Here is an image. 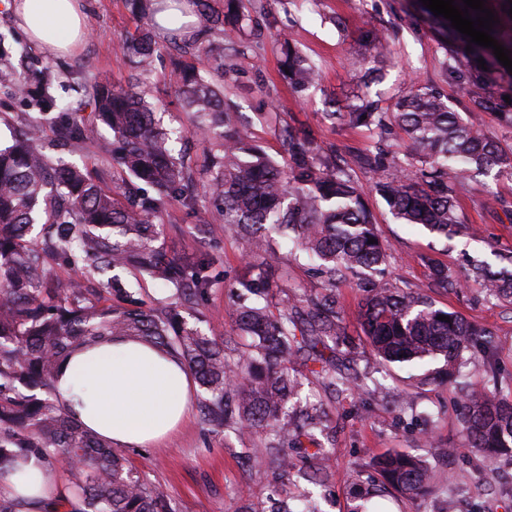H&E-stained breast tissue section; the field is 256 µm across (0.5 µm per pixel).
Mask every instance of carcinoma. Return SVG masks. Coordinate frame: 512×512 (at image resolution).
Listing matches in <instances>:
<instances>
[{
	"label": "carcinoma",
	"instance_id": "cac0c4a2",
	"mask_svg": "<svg viewBox=\"0 0 512 512\" xmlns=\"http://www.w3.org/2000/svg\"><path fill=\"white\" fill-rule=\"evenodd\" d=\"M129 2L140 23L153 21L154 0ZM193 2L200 15L197 28L171 32V45L172 64L181 75L175 95L192 114L194 131L210 142L199 164L176 156L178 133L154 120L148 83L157 49L149 33L123 43L135 69L132 81L125 86L84 82L79 85L84 105L70 111L59 95L61 74L38 62L16 70L15 49L5 46L0 34V88L20 95L31 113L15 142L0 149V469L21 470L33 456L49 470L66 458L82 461L73 471L75 480L56 487L47 505L0 494V512H177L162 485L134 474L121 451L78 422L55 393L62 361L99 339H136L179 358L200 388L203 428L231 425L262 437V447L250 449L251 476L264 482L290 469L299 481L336 480L324 463L328 449L321 438L330 431L324 413L309 416L300 427L290 420L289 404L298 395L297 360L311 363V373L335 392L370 385L383 389L376 378L336 373L324 357L328 343L344 335L336 283L352 278L373 288L359 318L384 364L442 358L453 369L467 355L492 356L481 326L435 307L418 290L384 279L387 249L354 173L357 168L382 173L375 190L392 216L448 239L463 231L460 192L480 176L512 175V144L463 119L437 89L413 83L391 113L365 96L345 112L327 113L334 125L375 132L374 152L342 154L319 144L308 130L285 128L287 159L280 164L254 143L236 110L224 106V79L237 73L235 64L224 61V45L237 43L244 14L230 8L220 15L209 0ZM498 3L499 23L489 34L512 57V0ZM445 37L452 44L448 78L467 89V111L491 112L512 127V109H507L512 100L489 93L494 87L512 90V73L493 49L468 44L470 37L450 27ZM282 54L294 88L315 82V66L287 39ZM46 123L53 125L60 145H94L97 153L112 157L127 175L121 191L104 186L86 168L50 158L41 143ZM102 126L113 139L100 138ZM394 126L416 148L414 162L406 166L386 149ZM202 178L212 200L208 221L237 233L250 257L231 294L235 324L250 338L243 350L225 348L223 334L199 309L212 283L209 254L164 247L161 216L168 200L177 197L184 208L195 210L194 187ZM275 236L305 255L328 288L275 301L282 292ZM47 257L75 277L47 279ZM427 263L437 288L474 285L488 300L512 303L510 270L472 259L460 278L445 264L430 258ZM126 270L167 287L171 302L143 309L134 284L121 277ZM461 437L458 453L512 454V402L501 397L500 385L465 406ZM296 450L312 457L313 464L296 467L291 461ZM375 470L406 498L426 503L431 485L421 457L390 453L375 462Z\"/></svg>",
	"mask_w": 512,
	"mask_h": 512
}]
</instances>
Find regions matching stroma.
I'll use <instances>...</instances> for the list:
<instances>
[{
	"mask_svg": "<svg viewBox=\"0 0 512 512\" xmlns=\"http://www.w3.org/2000/svg\"><path fill=\"white\" fill-rule=\"evenodd\" d=\"M414 0H252L250 16L232 58L238 68L234 86L225 96L238 107L253 137L272 158L286 155L282 129L304 127L318 140L338 149L372 151L377 137L370 130L334 127L325 119L332 108L357 104L361 94L379 101L384 110L411 82L439 89L450 100H463L462 90L451 84L445 69L447 41L424 24L413 7ZM85 42L68 54L50 55L35 46L17 25L6 0H0V31L12 32L27 57L51 64L74 75L91 74L113 85L127 84L132 62L123 42L138 32L127 0H84ZM370 29L389 35L379 60L369 58L362 35ZM289 38L318 67L317 81L299 93L283 72L280 41ZM179 79L169 62L157 63L151 77L150 99L157 116L167 127H187L191 116L184 112L173 89ZM356 179L376 221L381 240L388 248L387 277L400 288L423 290L436 307L454 311L488 329L497 348L494 371L482 362L469 360L464 369L465 387L448 383H423L425 373L442 367V360L423 364L382 365L370 350L358 313L367 291L356 281L337 285L343 307V327L348 345L336 349V368L344 373H370L385 385L378 394H333L322 379L302 364L294 370L302 383V412L329 405L336 427L330 463L336 481L314 487L324 512H352L354 479L371 481L384 512H415L416 506L397 498L371 469L372 462L389 452H409L423 457L436 478L430 512H445L446 485H455L462 512H512V457H499L494 467L497 480H479L483 462L472 456L452 455L461 442L460 412L463 395H477L491 380L512 385V304L484 299L478 288L444 290L434 287L427 259L462 271L465 257L481 254L491 263L512 252V176L483 177L467 187L459 198L460 217L467 235L446 241L421 228L397 223L374 188L372 173L360 170ZM496 197L495 209L485 201ZM211 203L198 199L196 212L171 200L162 215L169 248L191 250L205 247L212 257V286L200 309L210 323L237 344L245 339L237 329L225 280L240 272L245 247L222 224H204ZM259 435L233 430L208 432L199 417L191 419L165 443L150 448H128L124 454L141 476L166 488L179 512H239L248 503L294 492L292 477L257 484L251 479L248 449L260 447Z\"/></svg>",
	"mask_w": 512,
	"mask_h": 512,
	"instance_id": "stroma-1",
	"label": "stroma"
}]
</instances>
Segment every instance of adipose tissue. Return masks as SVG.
Here are the masks:
<instances>
[{
    "label": "adipose tissue",
    "mask_w": 512,
    "mask_h": 512,
    "mask_svg": "<svg viewBox=\"0 0 512 512\" xmlns=\"http://www.w3.org/2000/svg\"><path fill=\"white\" fill-rule=\"evenodd\" d=\"M25 34L43 51L68 52L86 36L82 0H21ZM60 400L77 419L118 448H143L165 439L190 414V370L146 343L118 338L75 351L55 382ZM55 486L45 466L0 474V493L26 500L51 499Z\"/></svg>",
    "instance_id": "1"
}]
</instances>
